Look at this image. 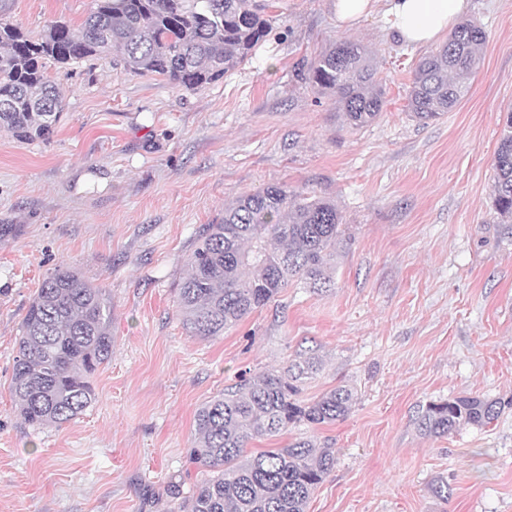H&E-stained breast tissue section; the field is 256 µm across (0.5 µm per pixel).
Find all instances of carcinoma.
Here are the masks:
<instances>
[{
  "label": "carcinoma",
  "instance_id": "carcinoma-1",
  "mask_svg": "<svg viewBox=\"0 0 512 512\" xmlns=\"http://www.w3.org/2000/svg\"><path fill=\"white\" fill-rule=\"evenodd\" d=\"M265 10L259 0H97L79 31L56 23L36 40L1 21L0 130L31 142L53 134L62 100L49 63L94 57L134 75L202 90L252 58L269 29ZM485 41L482 26L463 21L419 60L408 98L412 117L426 124L456 107L481 64ZM303 76L317 92L334 96L350 127L379 118L384 92L377 62L361 44L333 43ZM493 169L496 213L512 235V110ZM344 232L330 199L302 197L283 185L234 197L224 204V215L202 228L185 259L188 274L175 288L184 326L195 336H220L293 282L318 292L329 288L328 265ZM111 355L112 303L105 289L72 269L50 272L21 323L11 386L19 416L31 426L76 418L95 399L91 377ZM319 367L313 351H300L287 365L197 410L189 459L212 475L192 493L190 512H306L335 464L334 449L310 438L256 454L248 453V445L291 427L348 416L354 392L345 385L301 399L302 384ZM505 407L479 396L431 401L417 426L425 436L444 437L465 425L486 426Z\"/></svg>",
  "mask_w": 512,
  "mask_h": 512
}]
</instances>
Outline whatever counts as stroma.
Listing matches in <instances>:
<instances>
[{
    "label": "stroma",
    "instance_id": "obj_1",
    "mask_svg": "<svg viewBox=\"0 0 512 512\" xmlns=\"http://www.w3.org/2000/svg\"><path fill=\"white\" fill-rule=\"evenodd\" d=\"M267 2L272 28L253 58L202 90L108 61L52 64L63 115L51 138L0 132V225L18 227L0 238V512H185L209 475L188 455L197 409L308 347L323 365L303 398L350 385V414L249 445L307 436L335 449L307 512H512V408L442 438L416 423L432 401L512 399V238L493 206L512 0H470L481 65L463 101L426 124L407 110L425 50L389 18L346 26L336 0ZM95 4L0 0V20L36 38L79 28ZM344 39L374 53L385 90L380 117L357 130L302 78ZM272 184L342 213L330 290L292 284L224 335H192L174 288L200 229ZM59 267L105 289L112 357L81 415L37 427L18 415L11 378L22 319Z\"/></svg>",
    "mask_w": 512,
    "mask_h": 512
}]
</instances>
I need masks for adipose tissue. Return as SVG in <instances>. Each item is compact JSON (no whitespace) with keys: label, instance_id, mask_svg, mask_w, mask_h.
<instances>
[{"label":"adipose tissue","instance_id":"1","mask_svg":"<svg viewBox=\"0 0 512 512\" xmlns=\"http://www.w3.org/2000/svg\"><path fill=\"white\" fill-rule=\"evenodd\" d=\"M386 13L401 40L420 46L436 39L465 13L468 0H386Z\"/></svg>","mask_w":512,"mask_h":512}]
</instances>
